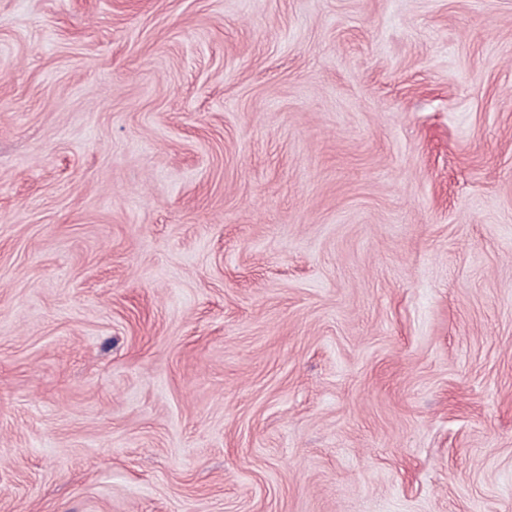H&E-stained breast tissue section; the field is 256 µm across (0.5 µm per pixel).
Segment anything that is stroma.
Masks as SVG:
<instances>
[{"label": "stroma", "mask_w": 512, "mask_h": 512, "mask_svg": "<svg viewBox=\"0 0 512 512\" xmlns=\"http://www.w3.org/2000/svg\"><path fill=\"white\" fill-rule=\"evenodd\" d=\"M0 512H512V0H0Z\"/></svg>", "instance_id": "1"}]
</instances>
